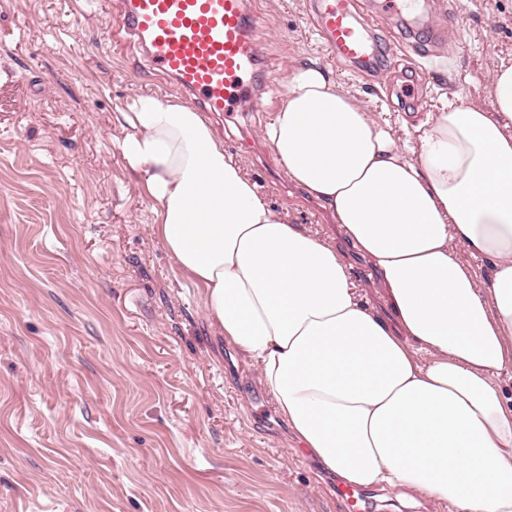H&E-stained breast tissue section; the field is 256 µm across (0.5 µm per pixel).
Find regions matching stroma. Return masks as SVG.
Here are the masks:
<instances>
[{
  "instance_id": "1",
  "label": "stroma",
  "mask_w": 512,
  "mask_h": 512,
  "mask_svg": "<svg viewBox=\"0 0 512 512\" xmlns=\"http://www.w3.org/2000/svg\"><path fill=\"white\" fill-rule=\"evenodd\" d=\"M450 41L423 55L390 16L388 59L329 58L308 0H259L258 76L315 63L366 111L417 123L446 99L491 108L512 60V0H429ZM105 0H0V512H340L335 472L297 445L256 369L217 336L152 234L116 121L173 96L115 56ZM278 101L207 119L291 223L336 247L369 306L392 313L370 262L322 203L273 164ZM371 512H451L371 487Z\"/></svg>"
}]
</instances>
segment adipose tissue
<instances>
[{
  "label": "adipose tissue",
  "mask_w": 512,
  "mask_h": 512,
  "mask_svg": "<svg viewBox=\"0 0 512 512\" xmlns=\"http://www.w3.org/2000/svg\"><path fill=\"white\" fill-rule=\"evenodd\" d=\"M491 94L492 110L457 100L395 127L301 65L263 129L376 270L392 326L335 246L258 194L202 113L139 94L121 114L156 239L298 444L346 484L454 512H512V62Z\"/></svg>",
  "instance_id": "ef3b65f1"
}]
</instances>
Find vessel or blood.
Listing matches in <instances>:
<instances>
[{"instance_id":"b4317fda","label":"vessel or blood","mask_w":512,"mask_h":512,"mask_svg":"<svg viewBox=\"0 0 512 512\" xmlns=\"http://www.w3.org/2000/svg\"><path fill=\"white\" fill-rule=\"evenodd\" d=\"M311 17L331 59L364 70L389 41L354 0H311ZM259 25L252 0H119L110 35L114 48L140 55L205 111L225 112L255 94L244 77L257 62ZM336 497L341 512H362L360 489L340 485Z\"/></svg>"}]
</instances>
